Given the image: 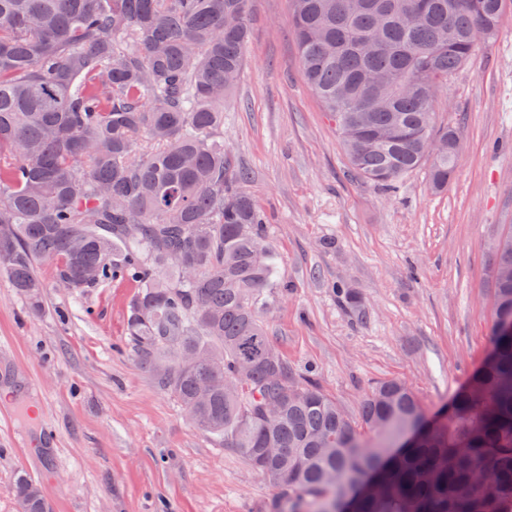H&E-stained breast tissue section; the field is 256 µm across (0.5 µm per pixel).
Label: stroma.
Listing matches in <instances>:
<instances>
[{"mask_svg":"<svg viewBox=\"0 0 512 512\" xmlns=\"http://www.w3.org/2000/svg\"><path fill=\"white\" fill-rule=\"evenodd\" d=\"M435 112L459 134L447 191L422 170L389 189L354 176L304 80L288 0H251L224 150L267 221L261 314L289 367L353 418L389 379L438 417L488 351L493 243L512 224V8ZM36 274L37 313L0 275V512H16L21 473L50 512H267L273 488L140 366L135 283L78 292L49 262Z\"/></svg>","mask_w":512,"mask_h":512,"instance_id":"stroma-1","label":"stroma"}]
</instances>
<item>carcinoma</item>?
I'll use <instances>...</instances> for the list:
<instances>
[{"label":"carcinoma","mask_w":512,"mask_h":512,"mask_svg":"<svg viewBox=\"0 0 512 512\" xmlns=\"http://www.w3.org/2000/svg\"><path fill=\"white\" fill-rule=\"evenodd\" d=\"M507 0H289L303 76L353 172L389 186L426 164L448 188L457 133L434 97L494 38ZM249 0H0V273L41 308L62 288L133 281L127 335L192 422L279 489L269 512H512V230L494 245L490 350L441 421L402 380L371 388L362 435L293 373L260 315L275 276L261 212L224 152ZM278 378L270 387V378ZM280 403L268 419L263 406ZM267 448H279L276 456ZM22 512H45L25 475Z\"/></svg>","instance_id":"carcinoma-1"}]
</instances>
